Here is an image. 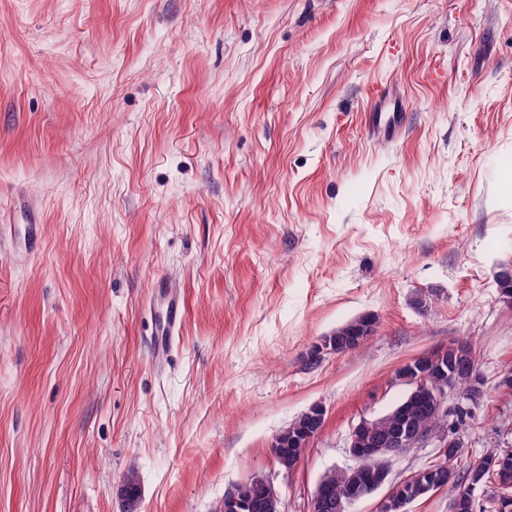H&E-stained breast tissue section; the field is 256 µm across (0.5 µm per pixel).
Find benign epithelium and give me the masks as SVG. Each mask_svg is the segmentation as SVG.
Returning <instances> with one entry per match:
<instances>
[{"label":"benign epithelium","mask_w":512,"mask_h":512,"mask_svg":"<svg viewBox=\"0 0 512 512\" xmlns=\"http://www.w3.org/2000/svg\"><path fill=\"white\" fill-rule=\"evenodd\" d=\"M499 285V295L502 302H512V265L499 268L496 274ZM436 361V372L448 377V382L462 374V369L448 367L447 350L440 349L431 353ZM427 374L410 368L404 375L403 381L414 387L416 394L428 411L437 412L442 418L448 419L454 413L470 406L475 399L476 388L456 394L457 402L453 408H448L449 388L446 392L431 394L427 391ZM463 437L462 432L448 427V431H423L415 427L413 420L400 412L392 415V424L388 433L377 435L371 420L362 419L352 429L346 445L347 453L353 461V468L363 473L365 485L352 487L344 495V499L335 500L330 490L323 484H318L311 501V512H348L347 507L364 498L370 492H377L383 486H389L387 494L381 501L383 512H408L407 506L425 494L448 488V478L434 467L416 472L409 478L396 483L391 482V462L398 456L397 448L405 445L406 441L413 442L421 448L435 443L438 453L457 443ZM496 485L498 488L512 487V450L507 448L498 460L496 470ZM255 482L262 486L264 495L259 500V509L263 512H280V493L274 480L259 477ZM249 496L248 483L243 482L224 495L227 509L233 510L244 505Z\"/></svg>","instance_id":"1"}]
</instances>
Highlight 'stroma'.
<instances>
[{
    "label": "stroma",
    "instance_id": "35a3bbf8",
    "mask_svg": "<svg viewBox=\"0 0 512 512\" xmlns=\"http://www.w3.org/2000/svg\"><path fill=\"white\" fill-rule=\"evenodd\" d=\"M511 175L512 0H0V512H127L131 472L136 512L256 476L308 512L396 370L453 341L484 380L458 470L512 445ZM156 292L167 301V314L163 324L155 326L153 332V349L162 356H166L172 348L173 340L181 331L184 322V305L181 290L169 278H163L156 288ZM361 318H363V315H360L352 320H349L341 324L340 326L336 327V329L329 336L324 337V340L330 342L331 346L335 348L334 352L340 353L349 350L360 349L364 345H366L370 337L375 334L378 327V318L376 315L372 314V320L370 322V333L366 336H363L354 345H344L347 337L351 336L352 332L356 330L357 324ZM299 416L292 423L283 429L275 438L278 440L280 447L277 448L272 445L273 453L275 455L276 463L279 467L288 466V469H293L301 459V456L307 447L310 440H307L305 435H302L301 427L302 417ZM300 437L301 440H298Z\"/></svg>",
    "mask_w": 512,
    "mask_h": 512
}]
</instances>
